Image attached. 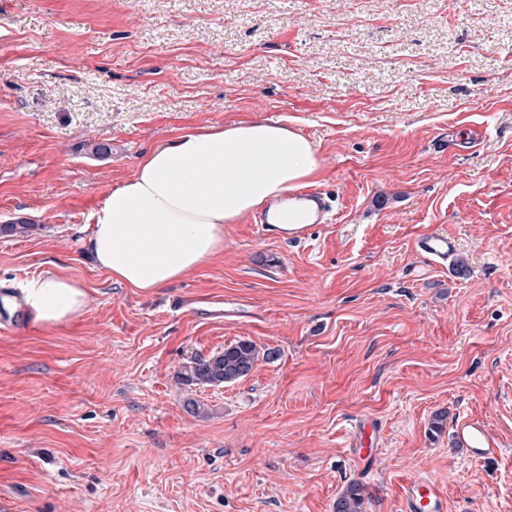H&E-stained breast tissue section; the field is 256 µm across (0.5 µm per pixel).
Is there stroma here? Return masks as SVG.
<instances>
[{
	"mask_svg": "<svg viewBox=\"0 0 512 512\" xmlns=\"http://www.w3.org/2000/svg\"><path fill=\"white\" fill-rule=\"evenodd\" d=\"M247 120L315 145L336 220L295 244L243 216L157 291L99 271L88 216L139 157ZM475 124L492 146L449 155ZM20 221L0 234V512H332L352 482L364 512H399L407 476L448 512H512V0H0V224ZM430 231L465 273L414 252ZM49 273L83 312L7 330ZM240 339L272 358L178 384ZM440 411L484 419L504 454L430 434ZM365 419L370 475L346 437ZM260 350L249 339H240L205 356H194L181 365L178 383L193 392L194 387H220L245 377L259 360Z\"/></svg>",
	"mask_w": 512,
	"mask_h": 512,
	"instance_id": "obj_1",
	"label": "stroma"
}]
</instances>
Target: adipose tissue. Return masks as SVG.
Wrapping results in <instances>:
<instances>
[{
	"mask_svg": "<svg viewBox=\"0 0 512 512\" xmlns=\"http://www.w3.org/2000/svg\"><path fill=\"white\" fill-rule=\"evenodd\" d=\"M320 171L315 146L288 125L188 127L105 194L86 247L115 283L155 291L220 253L225 225L241 216L262 209L279 223L280 200ZM25 302L36 323L59 328L82 313L86 292L49 274L28 285Z\"/></svg>",
	"mask_w": 512,
	"mask_h": 512,
	"instance_id": "1",
	"label": "adipose tissue"
}]
</instances>
